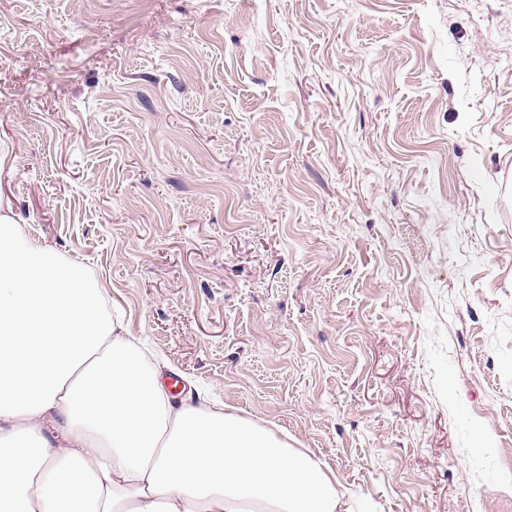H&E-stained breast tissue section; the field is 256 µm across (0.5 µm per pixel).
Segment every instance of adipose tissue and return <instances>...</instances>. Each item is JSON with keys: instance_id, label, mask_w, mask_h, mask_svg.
<instances>
[{"instance_id": "ef3b65f1", "label": "adipose tissue", "mask_w": 512, "mask_h": 512, "mask_svg": "<svg viewBox=\"0 0 512 512\" xmlns=\"http://www.w3.org/2000/svg\"><path fill=\"white\" fill-rule=\"evenodd\" d=\"M81 264L0 224V512H338L312 454L176 403Z\"/></svg>"}]
</instances>
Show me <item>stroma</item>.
<instances>
[{
    "mask_svg": "<svg viewBox=\"0 0 512 512\" xmlns=\"http://www.w3.org/2000/svg\"><path fill=\"white\" fill-rule=\"evenodd\" d=\"M348 512H512V0H0V219Z\"/></svg>",
    "mask_w": 512,
    "mask_h": 512,
    "instance_id": "1",
    "label": "stroma"
}]
</instances>
